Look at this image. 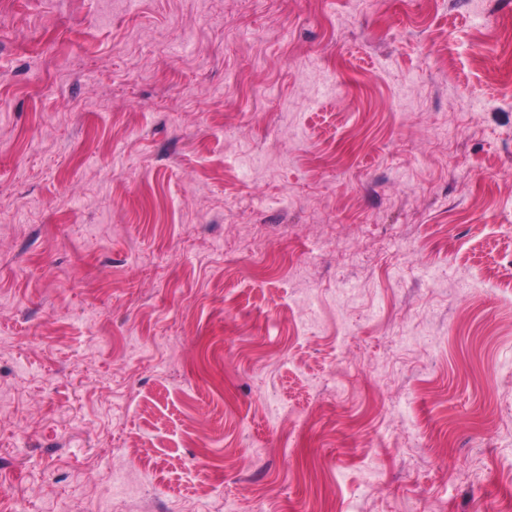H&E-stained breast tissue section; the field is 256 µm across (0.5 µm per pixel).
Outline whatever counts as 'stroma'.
<instances>
[{
  "label": "stroma",
  "instance_id": "obj_1",
  "mask_svg": "<svg viewBox=\"0 0 512 512\" xmlns=\"http://www.w3.org/2000/svg\"><path fill=\"white\" fill-rule=\"evenodd\" d=\"M488 8L0 0V512H512Z\"/></svg>",
  "mask_w": 512,
  "mask_h": 512
}]
</instances>
